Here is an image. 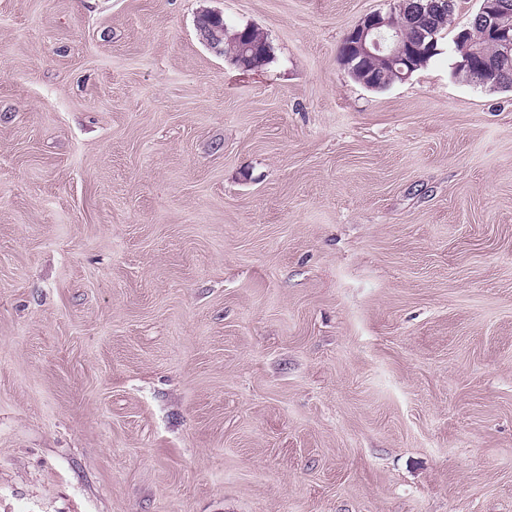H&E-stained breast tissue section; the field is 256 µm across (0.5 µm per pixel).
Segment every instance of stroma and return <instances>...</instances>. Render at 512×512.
<instances>
[{
	"mask_svg": "<svg viewBox=\"0 0 512 512\" xmlns=\"http://www.w3.org/2000/svg\"><path fill=\"white\" fill-rule=\"evenodd\" d=\"M386 8L0 0V512H512V90ZM438 1L427 0L423 3L421 0H388V11H376L365 15L342 40L339 56L343 67L347 68L348 72L355 71L363 60L368 59L363 61L361 70L356 71L355 76H351L357 82L362 83L363 79L373 77L375 83L388 87L400 78L406 80L416 69L415 56L406 51V43L416 44L420 31L432 29L422 33L418 46L427 54L436 53L437 35L448 25L456 0H449L453 2L449 9L446 6L448 0ZM433 6L446 7L423 11ZM416 11L419 12L415 13ZM408 19L410 20L405 23L403 31L402 22ZM370 58L378 59L394 71ZM358 59V63H354ZM227 35V27L221 25L213 27L207 32L205 31L204 35H201V38L206 46L217 53L221 49L220 43L224 41V36ZM241 35L242 33H234L232 36H230V39L233 40L237 45V51L234 43H228L224 41V57L231 56L236 52L234 58H236V63L238 66H244L245 60L250 56L249 53H253L255 51V48L252 44L242 42ZM241 31H245L244 32L245 38L249 42L253 43L255 46H257L259 48L258 51L255 52L248 60L247 65L249 67V70L258 69V68L264 66L270 59L271 52H272V48H271V52H269L267 49V46H266V43L268 42L267 38L258 29L254 28V27L247 26L240 30H236L234 32H241Z\"/></svg>",
	"mask_w": 512,
	"mask_h": 512,
	"instance_id": "1",
	"label": "stroma"
}]
</instances>
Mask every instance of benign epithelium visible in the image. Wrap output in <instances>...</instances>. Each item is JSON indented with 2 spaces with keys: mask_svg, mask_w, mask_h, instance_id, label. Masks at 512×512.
Wrapping results in <instances>:
<instances>
[{
  "mask_svg": "<svg viewBox=\"0 0 512 512\" xmlns=\"http://www.w3.org/2000/svg\"><path fill=\"white\" fill-rule=\"evenodd\" d=\"M389 10L376 11L365 15L362 20L344 36L339 56L345 68L356 70V60L376 58L405 80L414 70L415 56L406 50L403 39L402 22L411 18L417 11L429 10L446 3V0H388ZM477 18L485 37L494 38L500 59L512 58V3L509 0H478ZM228 35L226 26H217L202 35V41L211 50L220 51V43ZM230 36V35H228ZM230 39L237 45L236 63L244 65L249 54L255 51L250 43L242 42L241 34L235 33ZM455 50L461 52L463 60L458 62L459 70L470 68L471 55L479 50L471 47V42L463 38L455 39Z\"/></svg>",
  "mask_w": 512,
  "mask_h": 512,
  "instance_id": "benign-epithelium-1",
  "label": "benign epithelium"
}]
</instances>
